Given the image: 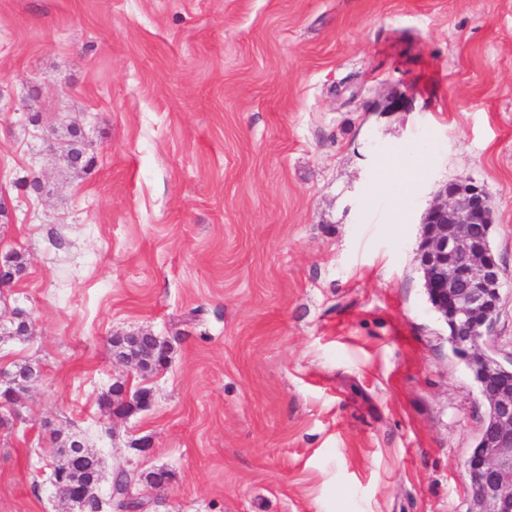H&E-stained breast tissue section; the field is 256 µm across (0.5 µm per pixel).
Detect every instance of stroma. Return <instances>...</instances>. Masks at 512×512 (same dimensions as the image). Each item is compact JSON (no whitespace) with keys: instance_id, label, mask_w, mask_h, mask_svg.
I'll return each mask as SVG.
<instances>
[{"instance_id":"obj_1","label":"stroma","mask_w":512,"mask_h":512,"mask_svg":"<svg viewBox=\"0 0 512 512\" xmlns=\"http://www.w3.org/2000/svg\"><path fill=\"white\" fill-rule=\"evenodd\" d=\"M73 126L88 165L48 148ZM392 159L423 166L410 195ZM466 180L503 359L512 0H0V258H25L0 324L32 322L0 368L41 371L0 407V512H68L54 431L145 512H471L486 405L417 261ZM142 332L170 346L147 378L112 349ZM118 381L149 405L106 416Z\"/></svg>"}]
</instances>
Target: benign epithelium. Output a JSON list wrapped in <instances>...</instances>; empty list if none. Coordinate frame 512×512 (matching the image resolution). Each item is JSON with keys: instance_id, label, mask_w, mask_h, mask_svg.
<instances>
[{"instance_id": "1", "label": "benign epithelium", "mask_w": 512, "mask_h": 512, "mask_svg": "<svg viewBox=\"0 0 512 512\" xmlns=\"http://www.w3.org/2000/svg\"><path fill=\"white\" fill-rule=\"evenodd\" d=\"M491 207L485 188L473 181L450 183L440 199L425 213L418 261L425 271L430 296L437 311L455 323L456 347L465 357L487 358L496 352L493 331L502 303V267L487 242L483 225L490 222ZM499 378L480 389L491 407V423L481 425L466 465L473 487V512H512V355L497 366ZM3 406L23 404L30 381L4 382ZM85 455L79 438H73L67 462L54 465L53 482L67 486L68 467Z\"/></svg>"}]
</instances>
